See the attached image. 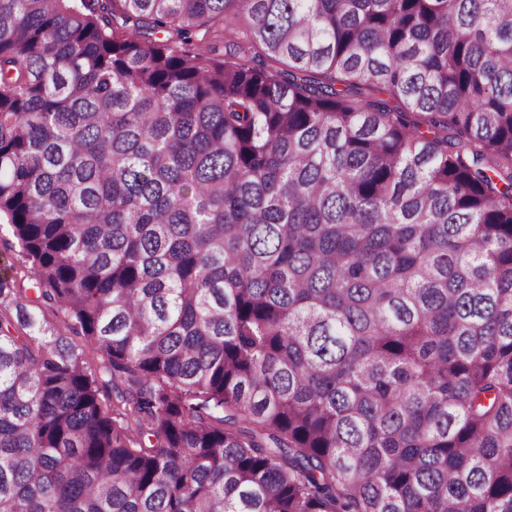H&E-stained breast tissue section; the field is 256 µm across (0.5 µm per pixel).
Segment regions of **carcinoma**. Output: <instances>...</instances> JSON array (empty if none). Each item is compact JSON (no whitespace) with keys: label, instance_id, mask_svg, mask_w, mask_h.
Listing matches in <instances>:
<instances>
[{"label":"carcinoma","instance_id":"obj_1","mask_svg":"<svg viewBox=\"0 0 512 512\" xmlns=\"http://www.w3.org/2000/svg\"><path fill=\"white\" fill-rule=\"evenodd\" d=\"M0 222V512H512V0H0ZM23 260L25 259L19 253L17 245L10 248L7 243L0 244V270L2 269V272L13 274L16 279L14 282L15 288H30L31 286V282L27 277L29 275L28 268L25 267Z\"/></svg>","mask_w":512,"mask_h":512}]
</instances>
